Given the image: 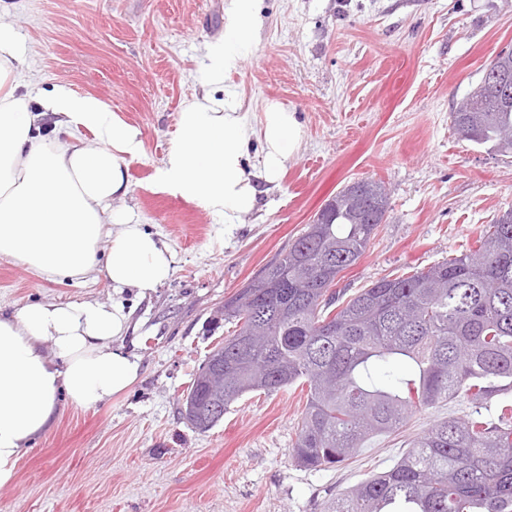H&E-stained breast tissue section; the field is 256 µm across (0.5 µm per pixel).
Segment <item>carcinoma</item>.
Returning a JSON list of instances; mask_svg holds the SVG:
<instances>
[{
	"mask_svg": "<svg viewBox=\"0 0 512 512\" xmlns=\"http://www.w3.org/2000/svg\"><path fill=\"white\" fill-rule=\"evenodd\" d=\"M470 109L450 112L454 132L478 147L512 152V93L477 83ZM384 183L344 186L313 223L232 296L212 318L235 324L209 352L224 363L226 412L253 391L307 385L293 455L304 467L350 460L370 436L396 431L411 414L463 395L473 403L512 387V210L481 231L468 252L407 277H382L347 301L336 279L365 253L379 228L366 222L361 194ZM405 370L380 386L373 369ZM211 397L200 368L181 415ZM324 512H512V406L495 421L465 415L433 425L388 471L369 477Z\"/></svg>",
	"mask_w": 512,
	"mask_h": 512,
	"instance_id": "obj_1",
	"label": "carcinoma"
}]
</instances>
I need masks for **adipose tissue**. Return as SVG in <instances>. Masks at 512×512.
Segmentation results:
<instances>
[{
  "label": "adipose tissue",
  "mask_w": 512,
  "mask_h": 512,
  "mask_svg": "<svg viewBox=\"0 0 512 512\" xmlns=\"http://www.w3.org/2000/svg\"><path fill=\"white\" fill-rule=\"evenodd\" d=\"M255 11L256 0H229L223 37L205 45V90L183 104L156 173L165 191L228 224L255 208L258 181L277 183L303 135L295 112L279 103L266 104L254 126L221 96ZM27 65L11 16L0 11V258L48 279L103 277L118 291H155L173 271L174 251L112 207L130 192L139 130L100 99L62 86L33 108L16 80ZM256 138L257 175L245 167ZM128 325L122 304L96 299L0 312V489L13 482L22 449L54 425L58 395L93 408L137 381L140 362L122 344Z\"/></svg>",
  "instance_id": "ef3b65f1"
}]
</instances>
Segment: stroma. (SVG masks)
Here are the masks:
<instances>
[{
  "mask_svg": "<svg viewBox=\"0 0 512 512\" xmlns=\"http://www.w3.org/2000/svg\"><path fill=\"white\" fill-rule=\"evenodd\" d=\"M226 0H0L31 61L22 88L63 86L103 100L136 127L143 153L128 165L133 215L176 254L147 297L105 279L47 280L0 259V309L43 301L120 299L138 380L91 409L60 399L55 425L24 448L0 512H322L389 470L438 421L494 418L512 391L482 405L456 397L375 435L348 462L313 470L292 456L306 403L301 385L245 394L211 430L180 414L206 355L233 324L214 309L285 253L318 210L361 178L390 189L387 220L336 285L353 296L386 275H410L473 249L512 209V154L463 140L450 112L483 68L512 47V0H259L254 36L224 81L258 121L266 101L296 112L297 153L256 207L235 223L160 190L182 103L203 89L205 41L224 33Z\"/></svg>",
  "mask_w": 512,
  "mask_h": 512,
  "instance_id": "obj_1",
  "label": "stroma"
}]
</instances>
